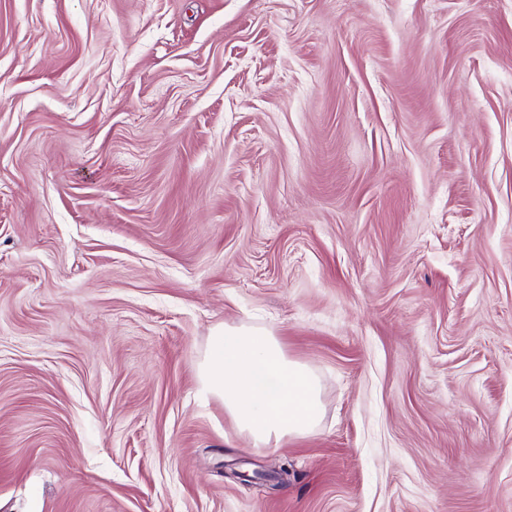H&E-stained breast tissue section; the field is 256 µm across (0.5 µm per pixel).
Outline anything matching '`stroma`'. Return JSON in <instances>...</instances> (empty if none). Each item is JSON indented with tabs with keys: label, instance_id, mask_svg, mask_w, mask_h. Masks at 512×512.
I'll list each match as a JSON object with an SVG mask.
<instances>
[{
	"label": "stroma",
	"instance_id": "1",
	"mask_svg": "<svg viewBox=\"0 0 512 512\" xmlns=\"http://www.w3.org/2000/svg\"><path fill=\"white\" fill-rule=\"evenodd\" d=\"M0 512H512V0H0ZM261 377L272 379L274 390L263 389ZM199 399L220 401L253 448L312 435L323 417L312 369L289 359L274 336L244 326L213 330L199 364Z\"/></svg>",
	"mask_w": 512,
	"mask_h": 512
}]
</instances>
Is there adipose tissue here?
Here are the masks:
<instances>
[{
    "label": "adipose tissue",
    "mask_w": 512,
    "mask_h": 512,
    "mask_svg": "<svg viewBox=\"0 0 512 512\" xmlns=\"http://www.w3.org/2000/svg\"><path fill=\"white\" fill-rule=\"evenodd\" d=\"M199 398L220 401L256 448L312 435L323 417L312 369L289 359L274 336L244 326L213 330L199 364Z\"/></svg>",
    "instance_id": "ef3b65f1"
}]
</instances>
